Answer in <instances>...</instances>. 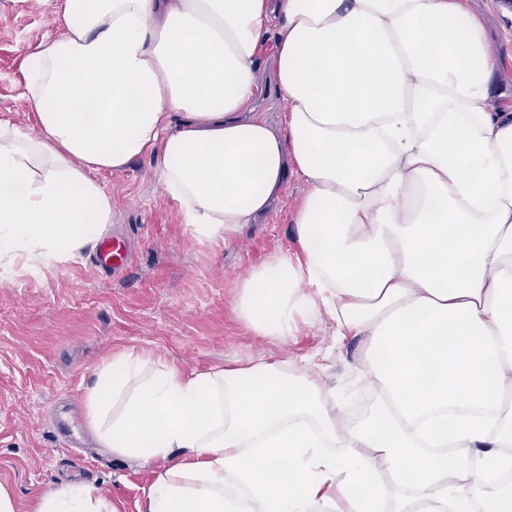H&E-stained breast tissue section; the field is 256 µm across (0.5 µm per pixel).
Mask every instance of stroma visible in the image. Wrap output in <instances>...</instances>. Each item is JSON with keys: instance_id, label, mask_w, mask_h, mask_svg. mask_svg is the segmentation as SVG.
Returning a JSON list of instances; mask_svg holds the SVG:
<instances>
[{"instance_id": "obj_1", "label": "stroma", "mask_w": 512, "mask_h": 512, "mask_svg": "<svg viewBox=\"0 0 512 512\" xmlns=\"http://www.w3.org/2000/svg\"><path fill=\"white\" fill-rule=\"evenodd\" d=\"M469 0L501 57L498 79L512 88V9ZM38 0H0V117L34 127L24 58L57 35ZM112 196L111 236L129 250L112 272L88 247L49 267L0 262V484L16 512L67 481L98 486L121 512H140L154 480L143 467L98 448L84 399L104 358L130 348L188 369L244 367L261 355L319 373L338 394L367 383L357 341H338L327 318L298 324L285 340L256 335L234 308L237 280L277 252H297L292 213L305 187L289 177L271 212L230 243L201 244L176 202L160 193L154 159L93 175Z\"/></svg>"}]
</instances>
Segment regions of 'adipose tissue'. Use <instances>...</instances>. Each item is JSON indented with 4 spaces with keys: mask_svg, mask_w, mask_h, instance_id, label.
Segmentation results:
<instances>
[{
    "mask_svg": "<svg viewBox=\"0 0 512 512\" xmlns=\"http://www.w3.org/2000/svg\"><path fill=\"white\" fill-rule=\"evenodd\" d=\"M37 119L0 118V260L99 242L93 178L154 157L198 242L231 241L296 172L299 250L236 286L256 335L327 315L376 396L354 417L287 361L189 370L132 349L87 391L99 447L152 465L143 512H512V111L465 0H45ZM272 45L288 104L254 102ZM465 449L451 459L445 447ZM36 512H118L88 482Z\"/></svg>",
    "mask_w": 512,
    "mask_h": 512,
    "instance_id": "obj_1",
    "label": "adipose tissue"
}]
</instances>
